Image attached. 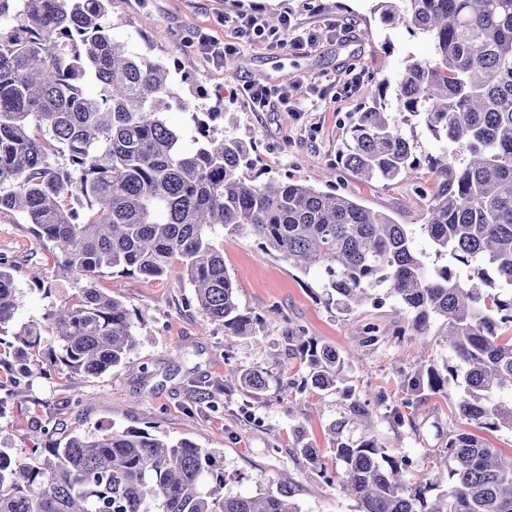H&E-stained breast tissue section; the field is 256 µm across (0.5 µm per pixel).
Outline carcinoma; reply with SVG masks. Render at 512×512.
<instances>
[{
	"label": "carcinoma",
	"mask_w": 512,
	"mask_h": 512,
	"mask_svg": "<svg viewBox=\"0 0 512 512\" xmlns=\"http://www.w3.org/2000/svg\"><path fill=\"white\" fill-rule=\"evenodd\" d=\"M382 18L429 41L434 59L405 62L392 111L354 113L341 161L364 180L413 177L421 161L400 116L423 122L447 176L427 221L398 224L348 196L299 181L260 179L253 147L223 112H190L192 130L164 114L177 94L169 68L112 38V0H0V211L14 212L52 244L54 263L76 272L78 295L41 326L13 328L20 305L14 268L0 255V335L27 362L50 336L49 366L102 375L135 350L136 323L95 280L116 269L147 279L180 267L209 323L252 336L224 266V230L251 236L266 254L320 281L342 315L386 299L409 315L397 337L435 334L448 350L404 379L415 393L456 388L455 413L478 429L512 431V0H377ZM96 83L90 97L85 85ZM465 159L454 165L448 154ZM85 201L90 210L71 206ZM426 237L441 266L416 247ZM285 350L307 369L304 385L336 391L348 411L331 424L332 462L358 512H512V455L451 430L445 471H415L380 446L371 411L347 385L354 356L288 325ZM267 372L241 376L258 393ZM361 430L357 440L346 427ZM446 491L431 497L441 483ZM224 461L188 438L139 429L74 435L32 465L0 448V512H301L293 487L222 493Z\"/></svg>",
	"instance_id": "1"
}]
</instances>
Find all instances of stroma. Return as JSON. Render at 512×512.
<instances>
[{
	"instance_id": "35a3bbf8",
	"label": "stroma",
	"mask_w": 512,
	"mask_h": 512,
	"mask_svg": "<svg viewBox=\"0 0 512 512\" xmlns=\"http://www.w3.org/2000/svg\"><path fill=\"white\" fill-rule=\"evenodd\" d=\"M241 15L289 16L298 27L316 29L318 43L298 54L257 39L238 43V53L222 63L201 53L198 31L237 43L232 21ZM111 21L114 39L190 74L191 82L177 87L180 97L227 112L236 136L253 143L259 168L271 176L352 197L401 224L426 222L425 197L437 185V172L426 159L439 156L441 145L424 124L403 127L422 161L417 180L364 183L339 160L351 116L369 103L374 81L394 75L406 54L432 56L424 37L384 23L375 0H114ZM258 73L272 88L295 82L303 113L278 104L254 111L240 88ZM0 254L13 262L22 292L18 323L43 322L51 305L72 298L84 285L54 264L48 244L18 215L0 213ZM224 265L241 309L265 321L256 335L228 336L210 324L176 268L156 280L121 273L96 280L97 288L139 318L136 351L110 372L77 380L55 371L23 376L12 348L0 344V448L29 461L36 428L49 430L52 442L59 443L74 434L137 427L216 450L224 459L229 492L290 485L303 512H357L333 472L313 468L301 452L306 444L331 457L328 427L344 415L347 403L333 391L301 388L299 359L283 353L289 322L339 353H358L349 386L363 399L385 397L405 419L394 426L384 408L377 409L372 433L382 446L412 459L416 469L425 468L428 453L459 428L458 391L444 397L404 389L405 375L430 352L417 340L396 341L406 315L393 300L340 315L323 303L316 280L264 254L252 237L238 232L224 235ZM368 324L379 328L384 342L362 346ZM256 368L265 369L269 381L258 397L240 381ZM204 389L214 392L220 411L200 406Z\"/></svg>"
}]
</instances>
